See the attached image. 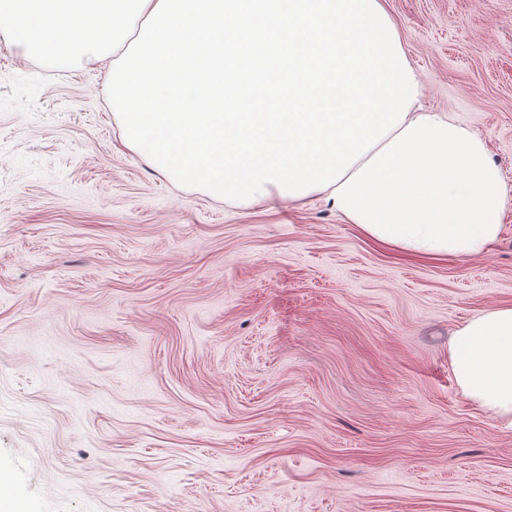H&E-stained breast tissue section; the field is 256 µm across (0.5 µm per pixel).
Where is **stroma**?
Masks as SVG:
<instances>
[{
    "mask_svg": "<svg viewBox=\"0 0 512 512\" xmlns=\"http://www.w3.org/2000/svg\"><path fill=\"white\" fill-rule=\"evenodd\" d=\"M424 110L512 189V0H385ZM107 63L0 37V466L25 512H512V425L452 333L512 305L482 257L372 243L323 200L240 209L125 148Z\"/></svg>",
    "mask_w": 512,
    "mask_h": 512,
    "instance_id": "stroma-1",
    "label": "stroma"
}]
</instances>
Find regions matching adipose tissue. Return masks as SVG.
<instances>
[{
    "mask_svg": "<svg viewBox=\"0 0 512 512\" xmlns=\"http://www.w3.org/2000/svg\"><path fill=\"white\" fill-rule=\"evenodd\" d=\"M0 33L70 71L108 61L123 145L243 209L319 194L371 241L484 256L512 196L482 136L421 112L384 0H0ZM449 365L512 423V306L457 328Z\"/></svg>",
    "mask_w": 512,
    "mask_h": 512,
    "instance_id": "obj_1",
    "label": "adipose tissue"
}]
</instances>
